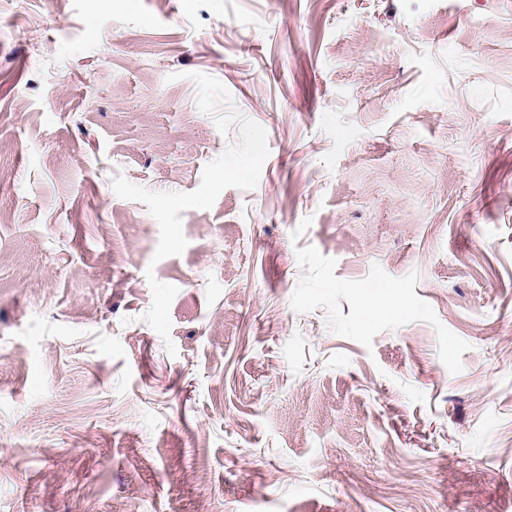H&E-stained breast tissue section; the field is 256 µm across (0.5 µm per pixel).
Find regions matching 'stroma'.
<instances>
[{
  "instance_id": "obj_1",
  "label": "stroma",
  "mask_w": 512,
  "mask_h": 512,
  "mask_svg": "<svg viewBox=\"0 0 512 512\" xmlns=\"http://www.w3.org/2000/svg\"><path fill=\"white\" fill-rule=\"evenodd\" d=\"M0 164V512H512V0H0Z\"/></svg>"
}]
</instances>
